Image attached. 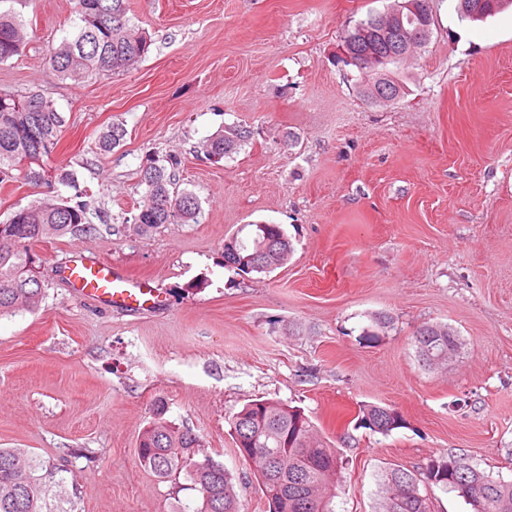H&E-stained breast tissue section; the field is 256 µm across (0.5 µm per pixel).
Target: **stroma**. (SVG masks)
Wrapping results in <instances>:
<instances>
[{"mask_svg": "<svg viewBox=\"0 0 512 512\" xmlns=\"http://www.w3.org/2000/svg\"><path fill=\"white\" fill-rule=\"evenodd\" d=\"M392 0H129L153 40L133 69L75 85L48 62L74 31L72 0H0L28 47L0 63V92H38L66 124L43 183L0 188V224L47 196L88 203L98 233L35 246L37 312L0 317V448L37 461L41 512H197L189 481L138 459L155 419L199 435L245 512H266L229 421L256 398L304 409L346 469L334 512H378L376 473H420L445 452L512 480V7L482 21L431 0L432 36L402 62L405 95L363 99L334 56L348 29ZM124 124L114 151L103 130ZM251 128L214 162L204 142ZM151 153L181 159L196 224L150 235L128 219ZM282 225L294 252L269 273L224 266L243 225ZM153 280L148 313L79 296L59 275L74 255ZM392 325L373 344L371 316ZM462 348L419 366L422 324ZM366 404L404 427H358ZM253 136L248 126L241 124L225 125L214 133L203 145V151L209 159L221 160L237 153Z\"/></svg>", "mask_w": 512, "mask_h": 512, "instance_id": "obj_1", "label": "stroma"}]
</instances>
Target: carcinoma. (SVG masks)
I'll return each mask as SVG.
<instances>
[{
    "label": "carcinoma",
    "instance_id": "1",
    "mask_svg": "<svg viewBox=\"0 0 512 512\" xmlns=\"http://www.w3.org/2000/svg\"><path fill=\"white\" fill-rule=\"evenodd\" d=\"M512 0H460L461 13L483 20ZM75 31L52 49L49 63L63 80L80 84L93 76L127 71L149 54L152 39L136 28L128 0H74ZM370 14L350 27L343 42L356 52H386L393 44L374 43L367 33L375 28ZM26 32L16 15L0 12V62L24 52ZM65 117L54 102L37 92L0 93V186L45 177V163L54 152ZM127 131L114 123L98 139V148L111 152L123 143ZM253 136L248 126L226 125L203 145L209 159L221 160L238 152ZM181 159L173 154L146 156L141 167L145 195L132 224L142 235L165 224H197L202 216L199 197L177 187L175 171ZM88 204L57 196L19 207L0 224V315L17 310L36 311L44 296V283L32 246L67 234H90ZM293 246L278 224L253 228L248 240L233 238L224 245L225 267L242 276L262 273L288 261ZM390 326L385 315L370 318L362 338L371 343ZM421 366L433 369L448 362L457 339L448 325L425 323L413 334ZM359 425L383 435L405 425L401 412L389 405H366ZM231 431L239 458L250 468L268 502L269 512H334L330 503L341 482L343 461L336 449L316 437L314 426L298 407L256 399L232 416ZM141 465L162 481L183 476L201 495L197 512H243L232 478L224 464L203 451L199 437L161 419L139 436ZM35 460L19 449L0 448V512H40V485ZM382 489L380 512H431L430 498L420 499L415 484L426 482L462 497L471 512H512V480L507 481L444 453L430 460L420 479L416 474L388 467L377 475Z\"/></svg>",
    "mask_w": 512,
    "mask_h": 512
}]
</instances>
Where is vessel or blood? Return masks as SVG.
<instances>
[{"instance_id":"1","label":"vessel or blood","mask_w":512,"mask_h":512,"mask_svg":"<svg viewBox=\"0 0 512 512\" xmlns=\"http://www.w3.org/2000/svg\"><path fill=\"white\" fill-rule=\"evenodd\" d=\"M61 277L81 295L116 307L144 311L159 303V291L104 261L73 257L60 269Z\"/></svg>"}]
</instances>
